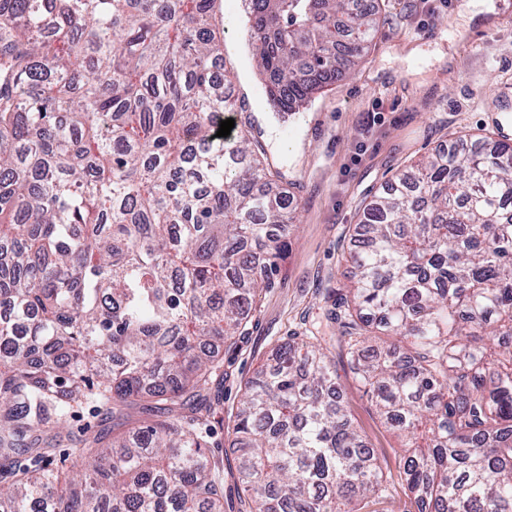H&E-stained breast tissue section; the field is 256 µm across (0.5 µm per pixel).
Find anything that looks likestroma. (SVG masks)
Instances as JSON below:
<instances>
[{
	"instance_id": "1",
	"label": "stroma",
	"mask_w": 512,
	"mask_h": 512,
	"mask_svg": "<svg viewBox=\"0 0 512 512\" xmlns=\"http://www.w3.org/2000/svg\"><path fill=\"white\" fill-rule=\"evenodd\" d=\"M376 2L377 30L355 72L306 109L276 113L257 76L244 4L220 0L224 61L241 105L235 123L250 131L296 208L272 287L251 311L245 334L221 349L224 375L212 387L220 408L208 419V453L224 485V512H249L233 435L244 385L288 337L336 335L332 294L353 272L347 254L361 206L422 156L461 138L512 143V0ZM266 119L275 135L263 128ZM335 356L351 420L389 463L390 495L359 512H420L401 486L397 438L353 381L345 347ZM112 426L94 405L76 409L54 443L55 465L67 466L85 438Z\"/></svg>"
}]
</instances>
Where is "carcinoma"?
Returning a JSON list of instances; mask_svg holds the SVG:
<instances>
[{"mask_svg": "<svg viewBox=\"0 0 512 512\" xmlns=\"http://www.w3.org/2000/svg\"><path fill=\"white\" fill-rule=\"evenodd\" d=\"M374 0H245L266 100L349 75ZM216 0H0V512H224L207 455L215 345L244 334L288 247L289 195L243 131ZM512 144L435 151L367 203L336 290L354 379L402 439L424 512H512ZM335 337L282 345L243 390L251 512H355L386 457L348 415ZM136 410L66 470L82 404ZM166 415L154 418L153 405Z\"/></svg>", "mask_w": 512, "mask_h": 512, "instance_id": "cac0c4a2", "label": "carcinoma"}]
</instances>
